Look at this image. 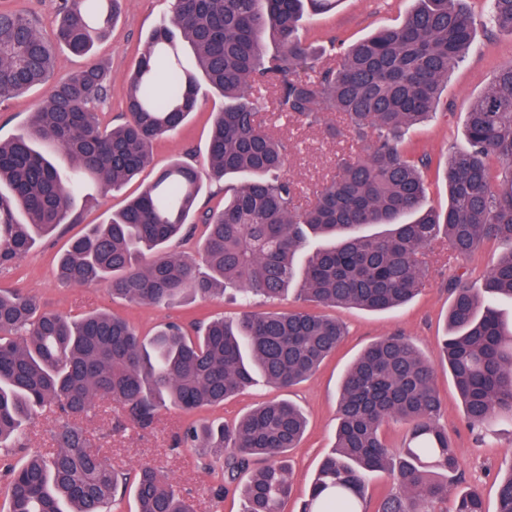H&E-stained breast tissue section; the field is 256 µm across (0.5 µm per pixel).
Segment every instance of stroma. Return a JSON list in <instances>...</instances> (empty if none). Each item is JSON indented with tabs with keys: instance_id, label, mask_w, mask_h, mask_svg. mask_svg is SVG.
Instances as JSON below:
<instances>
[{
	"instance_id": "1",
	"label": "stroma",
	"mask_w": 512,
	"mask_h": 512,
	"mask_svg": "<svg viewBox=\"0 0 512 512\" xmlns=\"http://www.w3.org/2000/svg\"><path fill=\"white\" fill-rule=\"evenodd\" d=\"M413 6L414 0H337L330 12L307 15L300 36L315 46L335 41L337 52L330 58L335 65L341 60L342 49L379 26L399 24ZM465 6L475 21L473 45L452 73L441 97L439 113L424 124L409 128L404 135V143L411 153L424 152L431 158L430 165L422 171L427 188L424 205L439 210L448 204L444 179L448 156L468 146L465 123L473 101L485 92L500 69L512 65V37L492 33L486 26L484 0H465ZM169 9L168 0H124L108 36L95 45L90 57L58 52L54 80L67 79L91 62L109 67L112 85L106 101L95 105L94 110L103 124L121 122L125 116L126 78L135 70L148 34L167 16ZM48 91V86L36 85L0 104L1 141L25 131L31 113L37 110ZM199 99L198 111L178 133L155 145L153 163L139 181L118 192L96 182L86 183L74 199L68 223L40 238L14 265L0 269V289L28 293L40 308L71 319L97 310L115 312L144 334L168 320L189 324L216 315L228 320L237 318L241 306L226 297L174 307L139 306L113 298L106 283L75 287L64 283L58 274V259L68 240L83 233L88 225L104 222L112 211L124 205L126 198L136 195L141 184L150 181L156 170L176 158L204 165L211 114L220 108L221 101L205 84L200 87ZM264 118L287 143L286 172L298 183L304 196H312L331 174L337 153L354 158L363 154L362 145L352 138L336 145L325 139L320 127L292 122L275 112L265 113ZM500 253V245L488 241L470 258L452 260L444 240H437L430 255L429 283L408 303L384 312L333 309V317L345 324L347 335L311 379L289 390L259 383L249 392L203 410V417L230 423L256 404L282 398L301 407L308 418V427L298 448L288 454L295 498L285 509V512H296L298 499L304 498L321 461L335 444L336 396L348 366L368 344L389 334L408 337L424 354L437 357L439 338L446 331L449 280L463 272L474 288H482L484 273ZM435 385L443 400L440 423L454 440L463 463V482L450 486L448 495L456 497L465 486L479 488L487 512H495L497 475L512 465V423H498L489 431L471 430L463 417L451 376L438 372ZM189 420V414L169 407L159 410L150 426L140 428L128 423L125 411L118 404L104 401L95 414L82 419L81 425L90 435L94 449L115 467L131 474L143 464L156 467L193 503L196 512H241L238 493L231 491L223 499L215 498L222 479L221 466L206 449L178 446L177 438Z\"/></svg>"
}]
</instances>
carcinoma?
Returning a JSON list of instances; mask_svg holds the SVG:
<instances>
[{
	"mask_svg": "<svg viewBox=\"0 0 512 512\" xmlns=\"http://www.w3.org/2000/svg\"><path fill=\"white\" fill-rule=\"evenodd\" d=\"M396 26H382L315 69L317 54L299 36L306 13L330 11L336 0H170V16L146 40L127 79V116L103 125L94 104L107 97L112 73L89 64L56 82L25 132L0 142V268L28 254L38 238L70 215L87 181L114 191L149 167L154 144L174 135L198 107L205 81L220 96L206 164L228 197L218 212H200L197 166L176 158L103 224L73 239L58 263L61 279L87 286L106 281L112 295L140 306L206 300L227 288L252 305L280 298L297 279L308 302L323 307L386 311L411 300L427 282L429 251L444 235L449 256L463 259L487 240L503 252L485 276V295L464 276L448 284L451 302L439 361L400 335L369 344L344 375L337 399L336 443L317 470L300 512H369L365 485L374 473L396 488L375 512H448V479L458 448L439 423L434 367L451 374L467 424L512 421V327L492 301L512 298V65L498 71L467 112L469 149L448 157V207L424 208L421 168L409 156L403 129L433 117L448 77L470 50L473 18L463 0H415ZM492 30L512 36V0H488ZM122 0H56L55 39L90 54L121 11ZM276 50L267 52L263 38ZM195 68L181 61L183 45ZM55 58L35 19L0 11V102L46 82ZM275 89L274 100L267 97ZM324 125V136L352 135L364 156L336 159L334 172L307 205L298 184L281 175L287 146L263 125L269 109ZM339 112L346 125L323 115ZM70 156L64 179L47 151ZM206 226L201 252L207 271L172 249ZM333 244L298 257L312 238ZM345 336L334 318L303 310L216 318L194 331L168 322L142 337L106 311L76 320L38 306L22 292L0 290V448L24 435L44 413L62 423L54 448L10 468L6 512H108L127 477L102 458L79 420L100 400L122 404L147 427L161 407L187 413L224 403L263 377L289 388L309 379ZM391 421L407 425L399 456L384 438ZM306 429L301 409L271 401L232 425L193 421L182 443L208 448L224 461L222 492L242 476L243 512H284L293 493L286 463ZM137 512H194L158 469L134 478ZM454 512H486L482 495L461 491ZM496 512H512V468L499 478Z\"/></svg>",
	"mask_w": 512,
	"mask_h": 512,
	"instance_id": "carcinoma-1",
	"label": "carcinoma"
}]
</instances>
